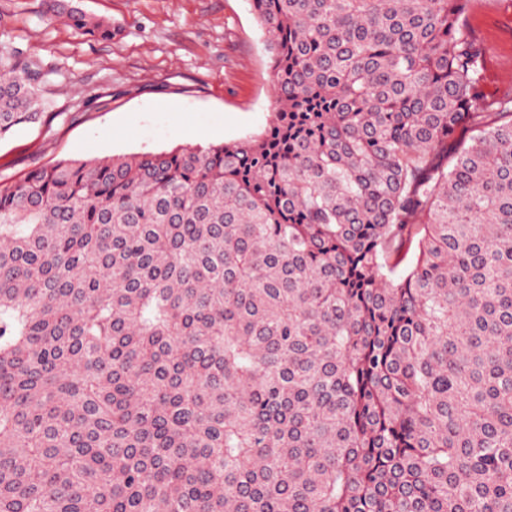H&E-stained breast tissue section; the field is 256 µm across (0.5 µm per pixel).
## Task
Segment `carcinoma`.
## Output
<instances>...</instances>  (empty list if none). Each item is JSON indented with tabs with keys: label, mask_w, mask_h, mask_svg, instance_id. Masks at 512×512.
Listing matches in <instances>:
<instances>
[{
	"label": "carcinoma",
	"mask_w": 512,
	"mask_h": 512,
	"mask_svg": "<svg viewBox=\"0 0 512 512\" xmlns=\"http://www.w3.org/2000/svg\"><path fill=\"white\" fill-rule=\"evenodd\" d=\"M471 3L253 0L263 134L0 179V512H512ZM41 107L1 49L0 138Z\"/></svg>",
	"instance_id": "cac0c4a2"
}]
</instances>
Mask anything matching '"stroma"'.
<instances>
[{
	"mask_svg": "<svg viewBox=\"0 0 512 512\" xmlns=\"http://www.w3.org/2000/svg\"><path fill=\"white\" fill-rule=\"evenodd\" d=\"M58 0H0V48L39 73V122L0 139V179L61 159L206 147L262 133L271 59L252 0H67L112 37L74 29ZM485 91L512 94V0H475Z\"/></svg>",
	"mask_w": 512,
	"mask_h": 512,
	"instance_id": "1",
	"label": "stroma"
}]
</instances>
